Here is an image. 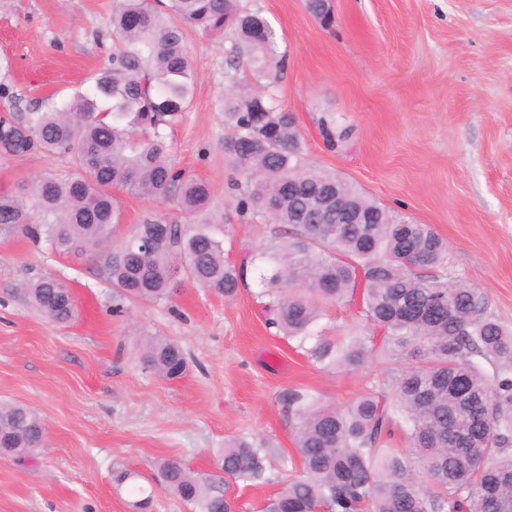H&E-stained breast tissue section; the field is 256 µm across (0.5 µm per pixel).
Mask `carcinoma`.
Returning a JSON list of instances; mask_svg holds the SVG:
<instances>
[{
	"label": "carcinoma",
	"mask_w": 512,
	"mask_h": 512,
	"mask_svg": "<svg viewBox=\"0 0 512 512\" xmlns=\"http://www.w3.org/2000/svg\"><path fill=\"white\" fill-rule=\"evenodd\" d=\"M185 24L212 34L233 27L230 70L258 71L273 85L285 68L276 31L243 0H113L114 47L95 94L0 119V150L17 156L38 148L67 155L74 166L66 177L38 178L21 195L1 191L0 235L43 237L61 254L80 255L104 245L122 222L117 188L172 201L188 218L211 206L210 184L176 166L161 132L194 95ZM221 104L225 158L241 175L232 184L238 215L284 226L285 242L260 253L271 265L268 323L298 339L324 370L359 368L370 358L402 365L393 380L344 409L288 392L303 476L267 499L262 512H512V328L486 313L480 291L448 274V246L430 225L408 222L307 165L302 134L272 96L235 90ZM319 126L330 145L345 141L333 120ZM290 178L296 185L288 186ZM338 191L370 223H336ZM222 223L220 206L202 224L172 225L167 236L168 222L150 214L101 250L115 311L124 299L167 298L178 260L195 284L234 298L254 256L226 259L214 231ZM357 291L361 316L377 335L314 333L327 307ZM26 293L51 320L73 318L64 281L42 276ZM137 361L169 380L187 366L180 345L158 335L142 337ZM45 442L35 412L0 406L1 452L21 460ZM271 455L263 442L235 439L224 443L217 473L194 472L173 458L158 469L192 512H236L229 480L265 481Z\"/></svg>",
	"instance_id": "carcinoma-1"
}]
</instances>
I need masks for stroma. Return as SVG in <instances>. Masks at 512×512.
Instances as JSON below:
<instances>
[{
    "label": "stroma",
    "instance_id": "1",
    "mask_svg": "<svg viewBox=\"0 0 512 512\" xmlns=\"http://www.w3.org/2000/svg\"><path fill=\"white\" fill-rule=\"evenodd\" d=\"M113 0H0V115L46 110L92 93L112 52ZM286 54L274 87L294 115L305 159L336 173L368 198L420 224L448 245V271L484 296L487 313L512 326V0H330V18L304 0H250ZM195 90L167 129L175 160L207 181L224 206L228 259L282 242L278 225L240 218L231 201L237 174L224 159L220 101L230 73V36L184 31ZM345 129L330 146L320 118ZM68 157L0 152V191H20L40 175L71 173ZM124 236L146 214L180 220L174 203L117 191ZM247 269L234 300L197 287L183 269L170 299L126 302L112 312V285L95 255H63L22 234L0 236V403L33 409L45 448L23 460L0 455V512H139L115 468L152 491L146 512H191L154 479L161 459L217 468L225 440H265L289 464L265 482L231 481L237 512H259L299 474L292 390L347 405L395 368H319L296 341L267 324L261 280ZM51 275L70 286L73 320L52 322L33 307L27 283ZM182 347L187 370L166 380L135 364L141 334Z\"/></svg>",
    "mask_w": 512,
    "mask_h": 512
}]
</instances>
